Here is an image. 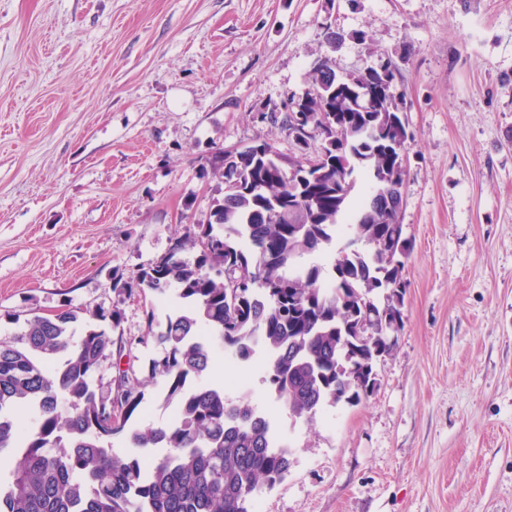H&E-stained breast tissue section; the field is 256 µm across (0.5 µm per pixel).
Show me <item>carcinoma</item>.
<instances>
[{"mask_svg": "<svg viewBox=\"0 0 512 512\" xmlns=\"http://www.w3.org/2000/svg\"><path fill=\"white\" fill-rule=\"evenodd\" d=\"M318 62L323 70L311 71L305 93L291 100L313 123L301 135L323 141L316 168L288 157L299 179L280 177L252 148H219L209 173L224 196L213 200L208 224L185 227L136 280H116L111 307L12 319L17 330L0 336V461L12 454L16 463L0 478V512H254L255 496L288 476L290 450L249 396L232 398L205 381L218 348L240 363L264 353L263 383L296 421L365 397L338 369L395 346L380 312L406 288L407 240L379 200L404 183V95L357 112V95L327 77L331 59ZM360 171L369 194L356 203ZM348 231L353 238L336 247ZM238 269L248 284L231 297L226 279ZM146 291L160 300L173 293L182 305L163 322L149 317L160 347L151 377L176 405L157 427L129 424L144 393L126 371L115 389L99 378L126 350L99 323L118 328L122 297ZM360 323L371 328L367 340ZM22 410L32 425L20 423ZM117 435L166 453L146 467L112 454L105 443Z\"/></svg>", "mask_w": 512, "mask_h": 512, "instance_id": "cac0c4a2", "label": "carcinoma"}]
</instances>
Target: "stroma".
Wrapping results in <instances>:
<instances>
[{"instance_id": "35a3bbf8", "label": "stroma", "mask_w": 512, "mask_h": 512, "mask_svg": "<svg viewBox=\"0 0 512 512\" xmlns=\"http://www.w3.org/2000/svg\"><path fill=\"white\" fill-rule=\"evenodd\" d=\"M324 56L405 93L403 328L373 393L309 424L216 354L293 454L258 512H512V0H0V336L111 306L207 223L216 147L319 151L273 115ZM175 307L125 300L101 373L139 383L141 427L173 415L146 334Z\"/></svg>"}]
</instances>
